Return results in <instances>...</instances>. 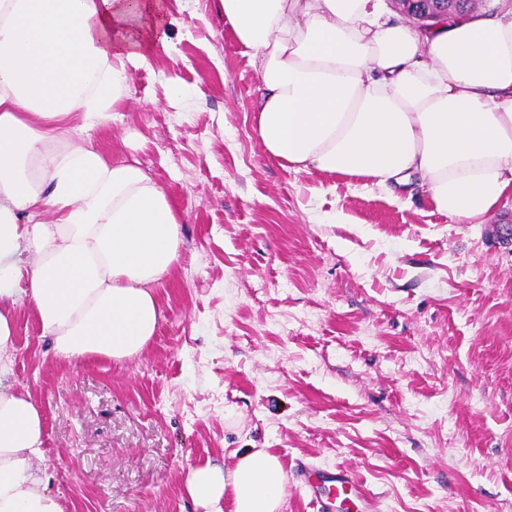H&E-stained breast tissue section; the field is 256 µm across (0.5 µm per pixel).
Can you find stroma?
Here are the masks:
<instances>
[{
    "instance_id": "stroma-1",
    "label": "stroma",
    "mask_w": 512,
    "mask_h": 512,
    "mask_svg": "<svg viewBox=\"0 0 512 512\" xmlns=\"http://www.w3.org/2000/svg\"><path fill=\"white\" fill-rule=\"evenodd\" d=\"M165 8L168 52L129 67L91 134L177 207L158 331L124 361H68L23 304L0 355L44 408L63 512H200L188 465L252 448L283 467L280 512H315L311 490L340 512V470L374 497L349 512H512V199L458 224L416 182L281 166L216 0Z\"/></svg>"
}]
</instances>
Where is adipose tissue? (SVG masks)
Wrapping results in <instances>:
<instances>
[{
  "label": "adipose tissue",
  "mask_w": 512,
  "mask_h": 512,
  "mask_svg": "<svg viewBox=\"0 0 512 512\" xmlns=\"http://www.w3.org/2000/svg\"><path fill=\"white\" fill-rule=\"evenodd\" d=\"M259 79L266 154L404 185L417 176L454 222L512 195V4L419 31L387 0H219ZM163 0H0V353L14 309L33 310L55 354L122 361L161 318L157 290L179 260L176 207L137 160H108L85 131L130 94L128 68L167 51ZM0 363V512H62L50 493L41 405ZM278 459L231 472L192 464L202 512H278Z\"/></svg>",
  "instance_id": "1"
}]
</instances>
